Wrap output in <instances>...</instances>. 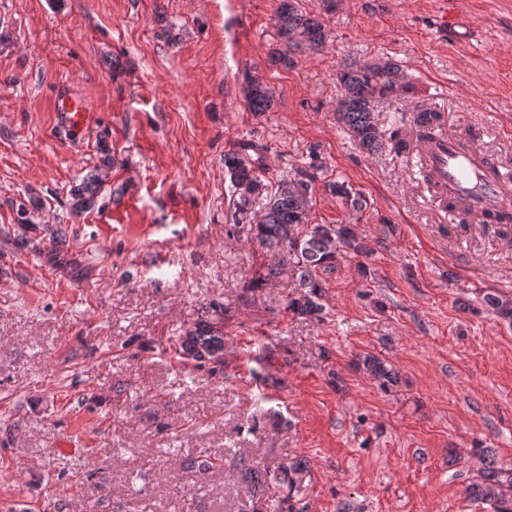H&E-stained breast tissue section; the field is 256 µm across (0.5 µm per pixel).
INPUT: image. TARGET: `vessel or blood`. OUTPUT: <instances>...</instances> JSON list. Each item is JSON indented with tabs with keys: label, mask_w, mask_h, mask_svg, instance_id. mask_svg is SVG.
Returning <instances> with one entry per match:
<instances>
[{
	"label": "vessel or blood",
	"mask_w": 512,
	"mask_h": 512,
	"mask_svg": "<svg viewBox=\"0 0 512 512\" xmlns=\"http://www.w3.org/2000/svg\"><path fill=\"white\" fill-rule=\"evenodd\" d=\"M55 109L62 129L69 132H82L93 120L92 112L72 99L58 100ZM409 140L411 156L439 205L454 204L469 222L479 225L512 217V185L472 140L449 131H427L416 123Z\"/></svg>",
	"instance_id": "b4317fda"
}]
</instances>
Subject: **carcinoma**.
Listing matches in <instances>:
<instances>
[{
    "label": "carcinoma",
    "mask_w": 512,
    "mask_h": 512,
    "mask_svg": "<svg viewBox=\"0 0 512 512\" xmlns=\"http://www.w3.org/2000/svg\"><path fill=\"white\" fill-rule=\"evenodd\" d=\"M298 0H277L274 22L278 36L286 49L275 51L271 62L288 65L293 50L318 52L327 42L328 33L322 14L303 12ZM338 79L343 94L336 105V121L358 145L369 154L384 146V134L378 127L374 114L376 100L386 98L404 86V76L391 61L378 60L360 63L352 61L343 66ZM246 104L252 112H268L274 103L273 91L252 77L244 89ZM266 162L261 154L251 155L249 149L224 156V167L229 175L231 188L246 185L248 193H234L235 223L246 215L252 206V197L266 194L267 203L261 221L250 225L253 238L262 248L281 255L282 264L288 265L297 281L294 296L288 299L287 309L294 315L318 317L323 307L324 275L333 273L345 250L361 251L352 229L342 224L309 223V196L317 180L319 167L300 168L294 175L279 180L271 188L261 180L260 172ZM101 176L91 173L75 190L74 210L80 211L99 189ZM328 191L353 207H362L360 199L352 196V189L345 183L330 181ZM485 304L497 316L512 321V298L488 296ZM175 350L182 359L202 368L216 370L224 366V308L210 304L204 315L182 329L175 339ZM359 364L378 380L384 389L396 380L394 371L378 356L367 354ZM304 469L301 463L290 461L275 471L271 480L287 491L271 504V512H294L292 501L302 489ZM466 493L473 499L490 506L491 512H512V467H497L492 461L484 462L479 479L470 483Z\"/></svg>",
    "instance_id": "carcinoma-1"
}]
</instances>
